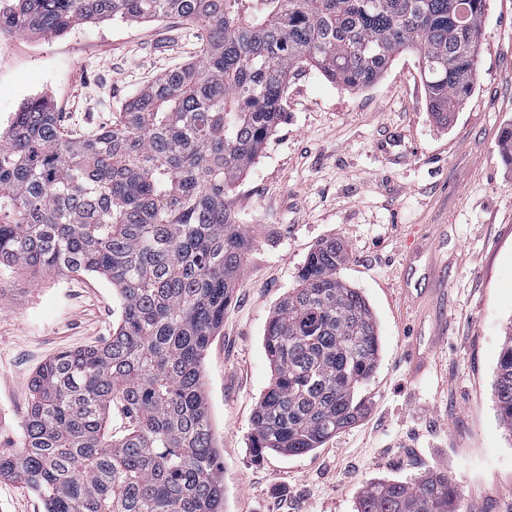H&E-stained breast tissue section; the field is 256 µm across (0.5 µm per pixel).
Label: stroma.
I'll return each mask as SVG.
<instances>
[{"label": "stroma", "instance_id": "1", "mask_svg": "<svg viewBox=\"0 0 512 512\" xmlns=\"http://www.w3.org/2000/svg\"><path fill=\"white\" fill-rule=\"evenodd\" d=\"M478 78L448 125L431 115L415 53L371 87L313 68L291 73L283 113L230 192L251 247L203 363L224 468V512H356L360 489L444 467L456 512H512V433L494 385L512 322V0H487ZM202 34L175 18L88 23L61 36L0 37V125L47 96L65 134L111 122L142 84L195 56ZM336 238L339 272L372 308L381 350L362 387L364 416L300 456L254 459L253 412L271 377L265 325L307 254ZM434 251L438 290L403 294L406 251ZM120 306L88 273L0 274V439L20 440L34 372L65 350L109 338ZM430 351L412 373L405 348Z\"/></svg>", "mask_w": 512, "mask_h": 512}]
</instances>
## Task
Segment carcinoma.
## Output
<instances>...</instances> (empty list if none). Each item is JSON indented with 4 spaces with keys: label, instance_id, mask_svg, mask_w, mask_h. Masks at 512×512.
<instances>
[{
    "label": "carcinoma",
    "instance_id": "obj_1",
    "mask_svg": "<svg viewBox=\"0 0 512 512\" xmlns=\"http://www.w3.org/2000/svg\"><path fill=\"white\" fill-rule=\"evenodd\" d=\"M486 0H0V34L60 35L86 23L178 17L207 30L195 62L138 88L119 117L69 137L45 96L0 130V267L105 277L121 302L112 336L62 351L34 373L21 443L0 478L46 512H224L202 364L224 326L250 245L227 202L278 124L292 71L375 84L419 54L440 122L472 90ZM332 238L312 249L269 317L270 383L249 448L302 455L362 414L380 352L367 300L339 277ZM495 402L512 433V324ZM436 468L378 480L357 512H454Z\"/></svg>",
    "mask_w": 512,
    "mask_h": 512
}]
</instances>
